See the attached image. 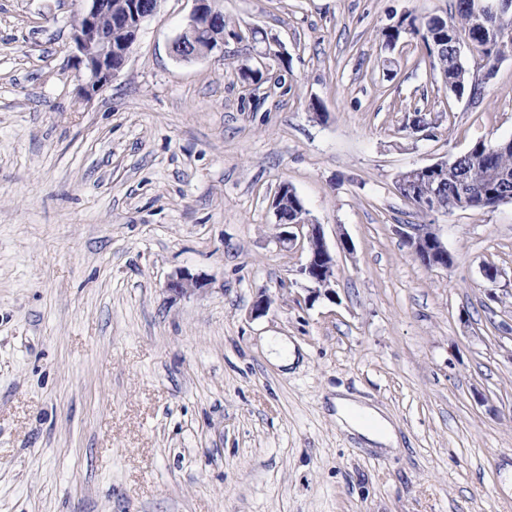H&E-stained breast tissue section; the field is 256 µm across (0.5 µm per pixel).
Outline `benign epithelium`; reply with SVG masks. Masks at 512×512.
<instances>
[{
	"label": "benign epithelium",
	"instance_id": "benign-epithelium-1",
	"mask_svg": "<svg viewBox=\"0 0 512 512\" xmlns=\"http://www.w3.org/2000/svg\"><path fill=\"white\" fill-rule=\"evenodd\" d=\"M161 0H121L118 7L112 0H80L83 22L73 27V61L83 71L86 92H96L116 75L126 64L130 55L125 42L113 44V31L129 34L134 41L146 18L153 15ZM469 9L474 25L491 42L512 39V0H470ZM108 16L109 24L101 23ZM224 13L213 0H195V8L185 31L173 45L178 59L194 61L215 52H224V39L213 40L214 30L220 27ZM302 231L307 243V254L298 269L299 275L314 285L310 296L321 295L336 299L332 288L335 278L336 259L328 249L322 225L314 222L307 211H302L299 221L286 225L278 235L283 248L297 239L290 228ZM395 232L410 252L426 267L448 268V248L435 224H397ZM205 283L188 273L170 279L165 290L175 297L190 295L203 289Z\"/></svg>",
	"mask_w": 512,
	"mask_h": 512
}]
</instances>
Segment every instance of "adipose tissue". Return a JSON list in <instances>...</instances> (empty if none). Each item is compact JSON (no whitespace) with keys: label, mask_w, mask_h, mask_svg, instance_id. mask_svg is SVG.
Returning a JSON list of instances; mask_svg holds the SVG:
<instances>
[{"label":"adipose tissue","mask_w":512,"mask_h":512,"mask_svg":"<svg viewBox=\"0 0 512 512\" xmlns=\"http://www.w3.org/2000/svg\"><path fill=\"white\" fill-rule=\"evenodd\" d=\"M334 404L336 423L341 429L364 439L372 447H396L398 438L394 425L381 409L344 396L336 398Z\"/></svg>","instance_id":"ef3b65f1"}]
</instances>
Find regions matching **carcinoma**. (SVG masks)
Instances as JSON below:
<instances>
[{"instance_id":"1","label":"carcinoma","mask_w":512,"mask_h":512,"mask_svg":"<svg viewBox=\"0 0 512 512\" xmlns=\"http://www.w3.org/2000/svg\"><path fill=\"white\" fill-rule=\"evenodd\" d=\"M407 38L422 42L429 66L433 71H442L447 77L445 83L446 97L459 94L472 100L482 98V86L471 76H459V68L454 65L452 49L455 45L466 42L476 50L483 59L492 56L512 55V41L502 44H488L475 28L468 7V0H455L454 12L448 16L429 15L422 18L407 15L393 26L382 30L381 40L384 47L393 49ZM464 180L474 191L472 208L481 209L482 197L505 189L512 190V142L477 141L465 153L461 154L456 165L446 171L430 170L424 181L436 182L432 189L438 190L441 209L451 213L461 208L459 180ZM284 192L280 198L279 219L283 224H291L303 208L301 199L287 183L282 182ZM426 186L417 187L413 194L400 187L401 197L411 204L419 213L428 210L420 203Z\"/></svg>"}]
</instances>
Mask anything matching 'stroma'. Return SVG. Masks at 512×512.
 <instances>
[{"mask_svg": "<svg viewBox=\"0 0 512 512\" xmlns=\"http://www.w3.org/2000/svg\"><path fill=\"white\" fill-rule=\"evenodd\" d=\"M216 5L223 55L179 61L194 3L161 0L87 97L78 0H0V512H512V202L425 215L395 184L512 138V55L489 78L470 56L483 98L449 99L416 40L387 77L380 34L453 0ZM253 28L288 57L258 83ZM416 109L437 127L406 130ZM284 181L336 251L335 300L276 243ZM411 223L450 267L410 254ZM181 270L206 290L170 298ZM342 393L398 447L337 429ZM395 232L426 267L448 268V248L436 224H399Z\"/></svg>", "mask_w": 512, "mask_h": 512, "instance_id": "1", "label": "stroma"}]
</instances>
